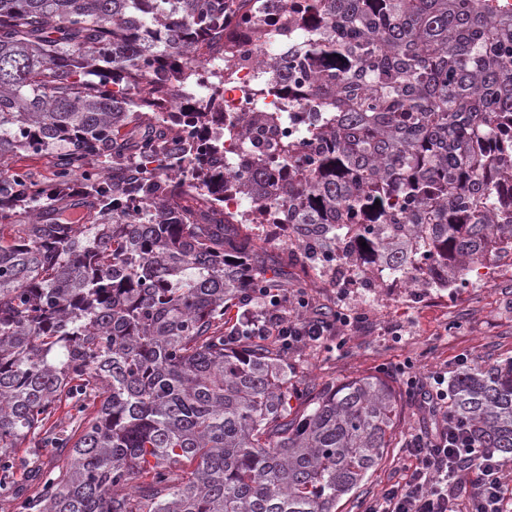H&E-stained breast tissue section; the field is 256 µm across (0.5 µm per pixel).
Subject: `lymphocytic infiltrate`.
I'll list each match as a JSON object with an SVG mask.
<instances>
[{"label": "lymphocytic infiltrate", "mask_w": 512, "mask_h": 512, "mask_svg": "<svg viewBox=\"0 0 512 512\" xmlns=\"http://www.w3.org/2000/svg\"><path fill=\"white\" fill-rule=\"evenodd\" d=\"M250 299L254 312L234 322L229 335L254 342L275 336L288 350L323 346L340 329L356 328L359 322L355 314H327L302 290L256 288ZM445 381L438 370L408 377L436 427L411 438L403 478L365 502L363 512H512V470L492 451L476 447L468 427L454 421ZM463 487L469 488L468 496H460Z\"/></svg>", "instance_id": "obj_1"}]
</instances>
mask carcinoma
I'll return each instance as SVG.
<instances>
[{"mask_svg": "<svg viewBox=\"0 0 512 512\" xmlns=\"http://www.w3.org/2000/svg\"><path fill=\"white\" fill-rule=\"evenodd\" d=\"M259 2L0 0V163L56 158L50 182L0 176V509L336 512L390 447L398 400L378 377L302 385L273 339L228 342L225 312L277 281L256 240L287 225L314 271L431 288L512 256V12L293 0L302 41L263 79L294 104L282 154L224 160L220 81L181 97L191 138L162 143L149 115L196 51L217 42L227 63L268 38ZM277 123L248 121L257 138ZM76 178L95 222L48 220ZM226 192L256 208L224 214ZM453 388L478 445L512 455V360ZM67 401L69 425L48 426ZM49 446L65 462L34 467L28 495L14 450Z\"/></svg>", "mask_w": 512, "mask_h": 512, "instance_id": "obj_1", "label": "carcinoma"}]
</instances>
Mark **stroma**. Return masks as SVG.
Instances as JSON below:
<instances>
[{
    "label": "stroma",
    "mask_w": 512,
    "mask_h": 512,
    "mask_svg": "<svg viewBox=\"0 0 512 512\" xmlns=\"http://www.w3.org/2000/svg\"><path fill=\"white\" fill-rule=\"evenodd\" d=\"M287 233L259 241L265 265L282 284L305 287L326 312L339 309L363 316L350 331H340L327 346L290 352L288 364L303 383L341 384L377 376L400 397V423L391 448L359 488L344 496L336 512H361L362 504L404 467V448L412 435L433 431L435 419L408 391L400 369L455 372L459 355L485 366L512 359V261L479 267L457 288H376L359 281L322 278L304 271L299 252H287Z\"/></svg>",
    "instance_id": "stroma-1"
}]
</instances>
